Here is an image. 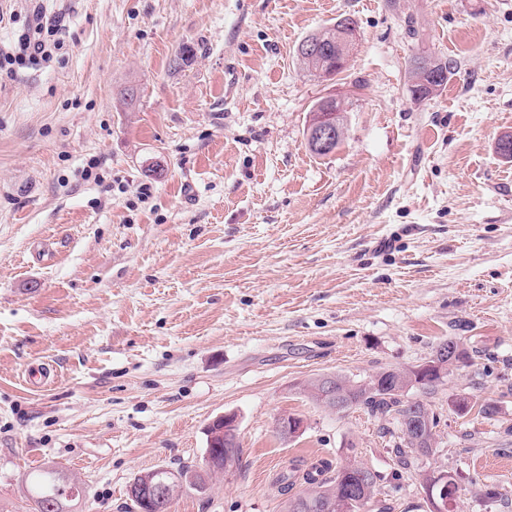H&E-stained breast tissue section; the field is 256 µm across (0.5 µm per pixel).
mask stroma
I'll return each mask as SVG.
<instances>
[{"label":"stroma","instance_id":"1","mask_svg":"<svg viewBox=\"0 0 512 512\" xmlns=\"http://www.w3.org/2000/svg\"><path fill=\"white\" fill-rule=\"evenodd\" d=\"M44 4L64 49L0 78V512H31L47 464L81 482V512H136L133 478L201 465L226 413L241 470L171 512H282L285 462L350 451L391 512H429L424 469L455 474L458 512H512L485 496L512 489V0ZM341 17L350 64L315 79L295 47ZM422 52L458 68L417 103ZM329 95L347 132L318 157L304 123ZM449 338L473 363L429 395L437 448L407 467L385 419L300 390ZM288 415L307 429L284 440Z\"/></svg>","mask_w":512,"mask_h":512}]
</instances>
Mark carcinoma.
Segmentation results:
<instances>
[{
  "instance_id": "obj_1",
  "label": "carcinoma",
  "mask_w": 512,
  "mask_h": 512,
  "mask_svg": "<svg viewBox=\"0 0 512 512\" xmlns=\"http://www.w3.org/2000/svg\"><path fill=\"white\" fill-rule=\"evenodd\" d=\"M423 58L433 61L439 81L431 87L410 86L412 98L417 102L436 97L442 91L444 76H453L457 69L454 60L428 53L415 55L411 61ZM334 59L336 54L333 53L324 54L317 60L301 57L299 61L309 75L317 78L319 71L325 69L328 61ZM345 112L347 109L344 108L335 116L339 132L330 148L322 152L312 147V153L325 156L339 147L346 129ZM462 358L470 359L467 351H461L455 358L448 360V364L440 366L438 372L422 378L413 367L387 368L385 372L389 378L399 381L403 386L418 388L428 395L445 384L452 369L456 367V361ZM336 378L344 385L346 409L364 407L392 421L399 438L395 452L402 465H408L412 458L434 453V448L427 441H436L437 418L427 402L422 399L408 400L402 393H392L389 387H375L342 374L336 375ZM207 443L203 467L181 468L177 471L156 468L135 476L131 485L147 487L162 480L171 487L173 494L185 486L203 490L209 477L216 474L231 475L240 469L242 459L237 434L226 435L224 424L212 423L207 429ZM347 480H358L362 484L363 502L353 512H361L378 503L376 474L356 459L348 458L335 468L326 461H320L302 473L295 464L284 470L278 478L280 490L286 495L283 512H340V502L343 500L341 487ZM26 492L34 504V512H77L82 498V489L78 482L56 467H47L30 474L26 480Z\"/></svg>"
}]
</instances>
